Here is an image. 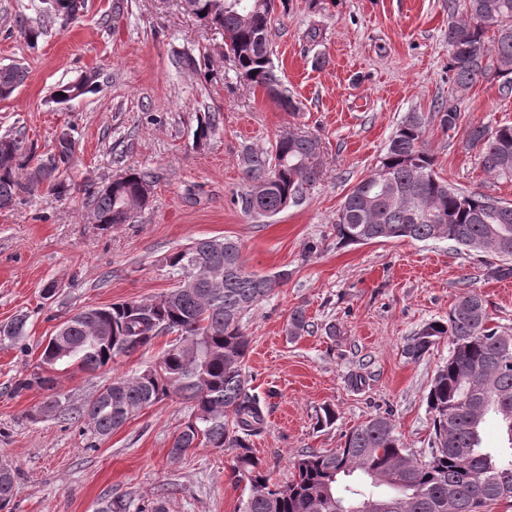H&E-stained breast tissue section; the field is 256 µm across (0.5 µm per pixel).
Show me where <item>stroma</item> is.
<instances>
[{"instance_id": "obj_1", "label": "stroma", "mask_w": 512, "mask_h": 512, "mask_svg": "<svg viewBox=\"0 0 512 512\" xmlns=\"http://www.w3.org/2000/svg\"><path fill=\"white\" fill-rule=\"evenodd\" d=\"M36 3L0 0V66L29 70L27 82L0 99V135L24 128L27 144L43 154L69 132L78 186L0 209V324L28 317L23 340L0 341V463L17 473L8 512H101L117 498L129 512H238L244 488L228 477L231 451L199 447L169 456L191 403L166 399L93 442L79 425L42 411L52 395L78 408L112 378L154 364L165 338L93 372L56 371L51 392L18 396L11 389L68 317L166 292L174 284L168 256L202 237L238 240L249 271L288 274L243 320L246 374L266 402L267 427L253 437V452L273 480L288 481L294 457L343 446L352 428L378 414H390L404 447L428 456L425 396L448 343L416 361L405 346L471 289L484 298L493 325L512 334V278L490 277L493 255L445 240L345 245L334 220L414 112L425 118L438 175L512 203V181L485 175L466 143L470 125L512 124V93L502 91V78L488 73L461 97L455 130L439 122L437 105L451 92L448 0L276 6L272 61L293 111L238 78L223 36L187 13L182 0H87L78 21L55 20L29 42L13 18H37ZM178 53L207 55L208 64L175 70ZM89 71L98 74L93 92L51 103L58 83ZM213 111L222 116L219 133L195 145L199 122ZM288 131L319 137L318 181L300 205L269 218L245 214L237 202L246 189L244 148L265 152ZM133 169L156 178L148 205L108 231L87 223L88 191ZM50 284L55 295L43 299ZM299 306L316 330L293 339L286 324ZM358 375L363 383H355ZM326 406L336 413L327 426L318 422Z\"/></svg>"}]
</instances>
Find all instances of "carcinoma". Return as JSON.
Returning <instances> with one entry per match:
<instances>
[{
    "instance_id": "cac0c4a2",
    "label": "carcinoma",
    "mask_w": 512,
    "mask_h": 512,
    "mask_svg": "<svg viewBox=\"0 0 512 512\" xmlns=\"http://www.w3.org/2000/svg\"><path fill=\"white\" fill-rule=\"evenodd\" d=\"M185 10L233 36L226 51L238 74L282 107L296 109L280 91L271 59L269 28L274 0H183ZM85 0H48L43 17L75 21ZM17 32L36 39L43 29L15 16ZM494 68L512 91V0H464L463 14L448 23V75L453 90L464 93ZM29 77L26 67H0V98L11 96ZM96 73L60 83L53 100L71 102L91 91ZM440 124L453 130L460 120L456 99L439 108ZM219 129L214 114L200 121L196 142ZM421 116H408L391 137L385 153L367 176L346 194L336 212V237L345 244L387 240L446 239L467 250L491 252L500 264L495 278L512 277V204L484 192L454 189L434 173V158L424 146ZM468 143L479 148L478 164L493 178H512V125L490 129L473 125ZM73 138L57 139L41 156L21 133L0 135V208H8L41 187L58 196L75 186L70 161ZM315 136L286 132L265 153H245L249 189L241 195L244 213L271 217L297 205L317 182ZM153 176L133 170L91 194V220L107 230L131 219L126 207L144 208ZM166 265L172 288L151 299L128 300L83 309L51 336L41 354L40 371L15 378L13 392L50 391V372L66 365L95 371L115 359L151 347L171 335L158 361L132 376H118L84 406L65 413L53 397L44 409L82 422L100 437L121 428L138 411L166 398L193 403V413L174 438L177 459L201 445L233 452L230 475L246 481L248 495L240 512H490L512 502V335L491 324L481 295L469 291L445 320L423 325L408 340L406 354L423 357L438 340L448 339V361L440 366L426 395L433 441L428 457L403 447L392 420L375 416L353 428L342 447L307 452L293 460L292 478L280 484L260 466L251 438L266 426L265 402L250 387L245 363L250 339L244 315L282 287L288 273L246 270L241 245L231 238H195L172 253ZM23 316L0 326V339L18 342L26 335ZM288 335L310 332L304 308L289 315ZM501 410L508 447L482 446V429L494 409ZM15 477L0 463V509L12 501Z\"/></svg>"
}]
</instances>
